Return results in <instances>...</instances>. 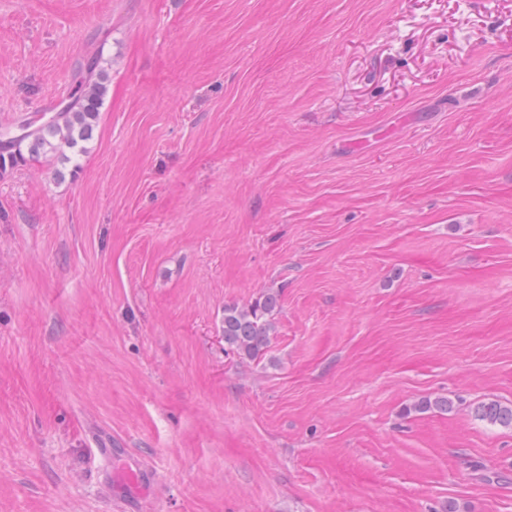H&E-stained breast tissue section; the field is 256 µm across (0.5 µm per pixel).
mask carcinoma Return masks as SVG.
<instances>
[{
	"label": "carcinoma",
	"instance_id": "cac0c4a2",
	"mask_svg": "<svg viewBox=\"0 0 512 512\" xmlns=\"http://www.w3.org/2000/svg\"><path fill=\"white\" fill-rule=\"evenodd\" d=\"M106 93L107 76L100 67V57L95 56L80 66L68 100L49 120L38 126L22 120L19 128L25 133L0 142V173L27 161L56 157L78 168ZM278 307L279 295L273 292H266L243 306H224V351L242 359L261 358L273 335ZM475 414L491 424L512 427V404L483 403L477 406Z\"/></svg>",
	"mask_w": 512,
	"mask_h": 512
}]
</instances>
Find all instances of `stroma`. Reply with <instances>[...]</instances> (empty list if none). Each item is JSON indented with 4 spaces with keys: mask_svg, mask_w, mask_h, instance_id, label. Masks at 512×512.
Listing matches in <instances>:
<instances>
[{
    "mask_svg": "<svg viewBox=\"0 0 512 512\" xmlns=\"http://www.w3.org/2000/svg\"><path fill=\"white\" fill-rule=\"evenodd\" d=\"M95 52L0 174V512H512V0H0V132ZM107 93V76L100 67V56L80 66L72 93L65 105L46 122L34 126L22 120L19 128L25 133L19 138L0 143V173L27 161H46L56 157L79 167L80 157L87 152L93 123ZM279 295L263 293L249 304L225 305L222 325L224 351L242 359H260L269 346L274 331V314ZM476 417L504 427H512V404L488 402L477 406Z\"/></svg>",
    "mask_w": 512,
    "mask_h": 512,
    "instance_id": "35a3bbf8",
    "label": "stroma"
}]
</instances>
